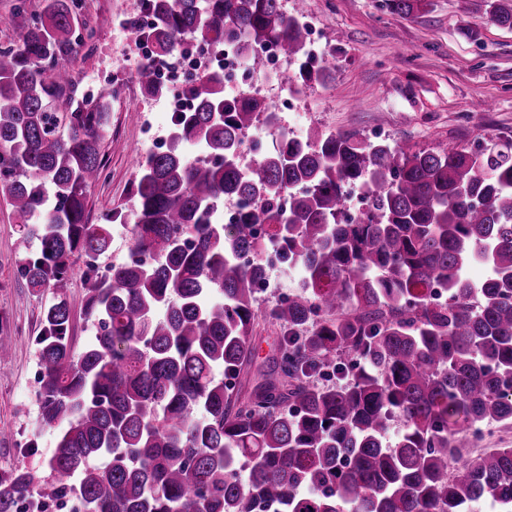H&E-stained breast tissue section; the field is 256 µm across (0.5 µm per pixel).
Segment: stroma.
<instances>
[{
	"label": "stroma",
	"mask_w": 512,
	"mask_h": 512,
	"mask_svg": "<svg viewBox=\"0 0 512 512\" xmlns=\"http://www.w3.org/2000/svg\"><path fill=\"white\" fill-rule=\"evenodd\" d=\"M43 0H0V45L16 42ZM305 14L332 53L326 83L291 95L287 83L264 90L281 104V126L294 133L318 126L387 137L408 151L469 148L512 139V29L491 22L486 0H425L413 14L390 13L380 0H305ZM81 21L93 38L69 62L78 91L112 85L104 171L90 192L88 220L112 227V245L98 266L123 259L133 209L137 156L167 143L166 94L148 96L136 80L142 50L130 22L147 23L143 0H82ZM294 110H285V102ZM21 228L0 196V340L14 344L0 361V474L40 471L55 433L38 426L39 375L34 339L53 290L18 278Z\"/></svg>",
	"instance_id": "obj_1"
}]
</instances>
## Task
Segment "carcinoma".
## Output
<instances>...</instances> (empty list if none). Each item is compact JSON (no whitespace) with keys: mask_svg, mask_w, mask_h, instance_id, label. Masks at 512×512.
<instances>
[{"mask_svg":"<svg viewBox=\"0 0 512 512\" xmlns=\"http://www.w3.org/2000/svg\"><path fill=\"white\" fill-rule=\"evenodd\" d=\"M382 2L409 15L423 0ZM144 4L152 23L130 33L160 56L188 40L248 59L275 41L296 65L294 94L335 69L306 57L300 4ZM80 6L46 0L0 47V193L40 252L17 267L32 289L63 287L75 259L111 245L86 210L112 88L80 98L62 64L84 44ZM490 18L512 28V0ZM136 79L163 92L147 62ZM187 92L195 106L173 115L166 149L139 161L127 258L43 310L36 403L55 447L49 474L0 475V512L66 499L76 512H512V448L468 450L512 425V139L407 152L310 127L243 166L252 132L279 113L225 94L220 70ZM60 98L67 109L51 111ZM353 190L369 209L345 224ZM228 196L243 201L233 224ZM269 249L299 275L271 302L247 260ZM77 305L94 328L81 348ZM266 323L280 336L259 363Z\"/></svg>","mask_w":512,"mask_h":512,"instance_id":"1","label":"carcinoma"}]
</instances>
